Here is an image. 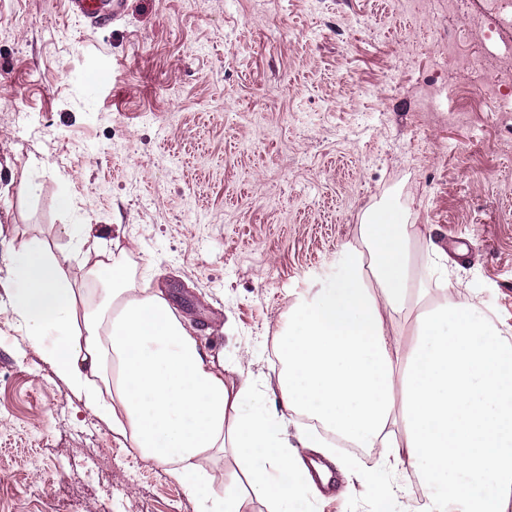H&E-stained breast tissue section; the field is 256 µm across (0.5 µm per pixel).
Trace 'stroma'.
I'll list each match as a JSON object with an SVG mask.
<instances>
[{"label": "stroma", "mask_w": 512, "mask_h": 512, "mask_svg": "<svg viewBox=\"0 0 512 512\" xmlns=\"http://www.w3.org/2000/svg\"><path fill=\"white\" fill-rule=\"evenodd\" d=\"M448 19L406 0H127L104 30L66 0H0V255L70 250L90 224L148 276L256 406L280 399L277 346L331 287L361 215L391 210L439 245L479 313L512 329V133L420 109ZM71 207H63L62 197ZM333 487L305 512H375L385 473L325 449ZM0 512H198L137 458L0 306Z\"/></svg>", "instance_id": "35a3bbf8"}]
</instances>
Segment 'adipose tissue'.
<instances>
[{"mask_svg": "<svg viewBox=\"0 0 512 512\" xmlns=\"http://www.w3.org/2000/svg\"><path fill=\"white\" fill-rule=\"evenodd\" d=\"M73 252L35 240L6 253L4 286L28 343L44 346L55 373L143 461L175 465L200 512H252L261 498L297 512L311 477L289 450L284 420L246 410L249 379L225 378L169 301L135 282L99 249L89 224H66ZM359 245H345L334 287L300 300L281 338L283 407L304 411L386 465H408L424 512H506L512 503V345L456 300L437 266L429 290L412 225L364 215ZM95 256L107 287L87 303L65 267ZM232 452L250 485L218 490L203 459Z\"/></svg>", "mask_w": 512, "mask_h": 512, "instance_id": "adipose-tissue-1", "label": "adipose tissue"}]
</instances>
